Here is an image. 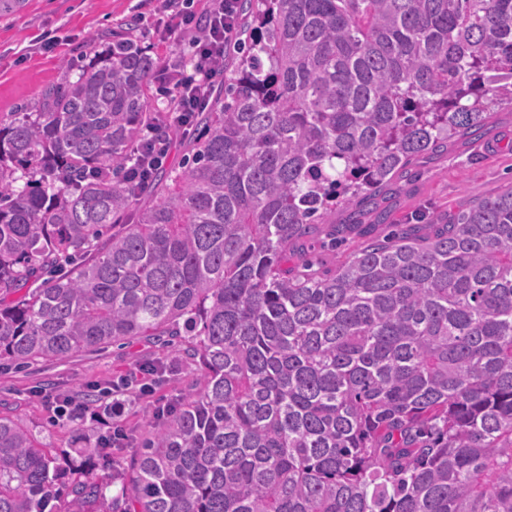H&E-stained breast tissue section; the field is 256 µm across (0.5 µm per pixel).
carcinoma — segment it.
Returning a JSON list of instances; mask_svg holds the SVG:
<instances>
[{"mask_svg": "<svg viewBox=\"0 0 512 512\" xmlns=\"http://www.w3.org/2000/svg\"><path fill=\"white\" fill-rule=\"evenodd\" d=\"M261 2L175 170L130 178L171 132L130 35L0 117V360L143 337L201 367L118 477L0 415V512H512V185L303 249L512 105V0ZM323 225L318 224L320 230L308 241L307 246L311 252L312 258L320 264L336 265L346 260L353 255L365 242L367 237L362 236L358 230L344 229L343 231L336 232V248L327 247V241L322 243L324 239V232L321 230Z\"/></svg>", "mask_w": 512, "mask_h": 512, "instance_id": "obj_1", "label": "carcinoma"}]
</instances>
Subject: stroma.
<instances>
[{
	"label": "stroma",
	"instance_id": "35a3bbf8",
	"mask_svg": "<svg viewBox=\"0 0 512 512\" xmlns=\"http://www.w3.org/2000/svg\"><path fill=\"white\" fill-rule=\"evenodd\" d=\"M158 0H28L19 12L0 19V116L32 107L41 91L58 83L64 75H77L88 64L94 50L126 34L147 46L162 66L179 65L192 71V47L183 38H166V16ZM133 30H126V20ZM512 185V106L496 108L481 136H459L417 156L392 183L376 195L389 221L374 224L369 207L359 206L358 221L374 224L375 233L388 235L392 225L412 223L428 231V220L451 218L473 200ZM349 213L337 211L335 247H328L323 232L308 241L312 258L330 265L346 260L365 242L358 231L348 229ZM161 361L168 370L165 382L151 396L129 394L126 409L108 424L91 420L55 423L42 399L43 394L65 392L77 395L88 384L117 381L137 363ZM200 366L143 342L90 350L66 360H42L23 371L0 370V413L33 429L53 448L72 451L94 444L106 426L127 432L126 447L112 451L113 458H131L147 429L146 412L157 402H177Z\"/></svg>",
	"mask_w": 512,
	"mask_h": 512
}]
</instances>
